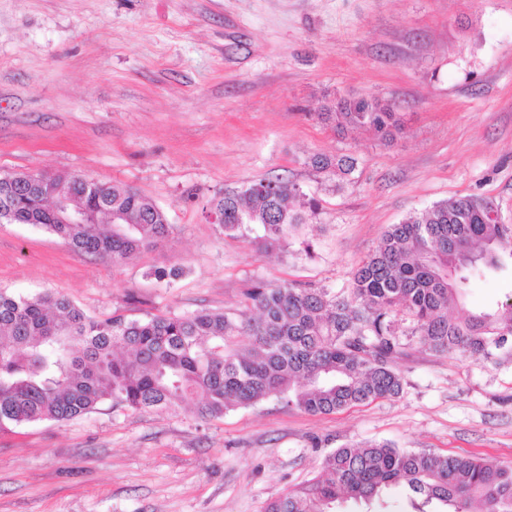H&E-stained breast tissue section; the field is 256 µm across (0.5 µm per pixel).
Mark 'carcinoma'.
I'll return each instance as SVG.
<instances>
[{
	"instance_id": "cac0c4a2",
	"label": "carcinoma",
	"mask_w": 512,
	"mask_h": 512,
	"mask_svg": "<svg viewBox=\"0 0 512 512\" xmlns=\"http://www.w3.org/2000/svg\"><path fill=\"white\" fill-rule=\"evenodd\" d=\"M319 116L389 140L403 125V114L378 98L340 99ZM311 163L344 175L355 166L350 157L316 155ZM52 184L96 223H55L47 188L24 173L0 177V218L44 228L79 252L114 262L169 235L164 213L131 188L67 174L53 176ZM299 193L279 177L263 179L225 191L210 208L224 215V234L249 235L269 253L319 215L315 199L306 211L289 206ZM493 212L492 202L472 195L438 202L390 225L347 293L259 283L248 291L255 316L201 310L98 320L52 293L31 299L0 293V429L70 420L107 399L150 411L188 406L212 420L270 396L311 414L395 398L403 389L393 367L402 353L392 319L398 309L412 316V335L428 350L490 359L512 339V305L448 318L460 297L448 271L512 263V231ZM118 214L125 223H112ZM242 333L253 338L246 353L229 346ZM394 486L420 500L417 512L432 504L442 512H512V468L387 442L328 453L319 477L264 512H342L349 501L372 512Z\"/></svg>"
}]
</instances>
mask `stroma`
I'll return each instance as SVG.
<instances>
[{"mask_svg":"<svg viewBox=\"0 0 512 512\" xmlns=\"http://www.w3.org/2000/svg\"><path fill=\"white\" fill-rule=\"evenodd\" d=\"M369 97L402 113L394 141L317 116ZM316 155L356 165L339 179ZM39 172L132 186L170 234L115 263L2 221L1 293L99 320L236 314L258 282L342 294L389 225L434 203L487 197L512 228V0H0V176ZM272 175L322 212L261 254L208 202ZM510 302L511 268L470 271L450 315ZM395 319L394 399L311 415L271 396L210 421L106 402L0 430V512H264L327 453L379 442L512 468V356L435 354Z\"/></svg>","mask_w":512,"mask_h":512,"instance_id":"35a3bbf8","label":"stroma"}]
</instances>
